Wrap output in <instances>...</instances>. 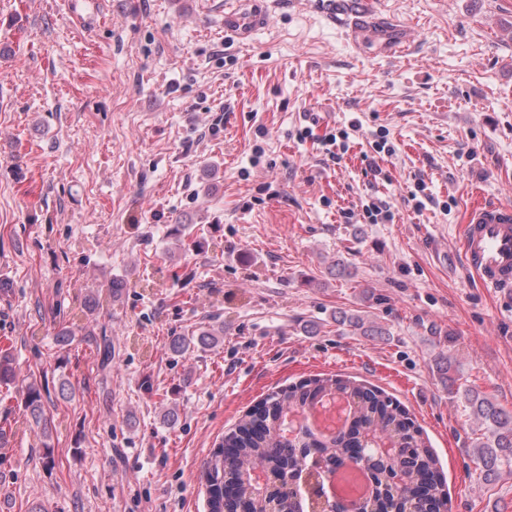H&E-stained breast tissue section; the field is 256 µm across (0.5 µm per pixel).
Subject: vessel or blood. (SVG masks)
<instances>
[{
  "label": "vessel or blood",
  "instance_id": "b4317fda",
  "mask_svg": "<svg viewBox=\"0 0 512 512\" xmlns=\"http://www.w3.org/2000/svg\"><path fill=\"white\" fill-rule=\"evenodd\" d=\"M248 0H229L224 9V30L240 40H250L264 29L269 15L251 8ZM369 9L368 0H332L329 13L336 25L354 29L355 19ZM462 259L486 287L512 288V206L476 201L470 208L462 240Z\"/></svg>",
  "mask_w": 512,
  "mask_h": 512
}]
</instances>
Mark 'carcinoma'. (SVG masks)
Returning a JSON list of instances; mask_svg holds the SVG:
<instances>
[{"label":"carcinoma","mask_w":512,"mask_h":512,"mask_svg":"<svg viewBox=\"0 0 512 512\" xmlns=\"http://www.w3.org/2000/svg\"><path fill=\"white\" fill-rule=\"evenodd\" d=\"M215 342L207 333L175 336L172 348L184 355ZM15 377L14 358L1 353L0 384ZM328 396L346 405L336 431L287 426L289 414L314 408ZM465 401L484 425L474 441L483 468H512V413L477 393L466 394ZM24 405L26 423L45 439L43 463L52 467L54 448L46 443L50 420L37 382L26 387ZM364 459L371 462L374 480L372 512H449L445 475L409 411L382 389L339 375H318L273 390L243 413L205 464L209 512H341L340 506L314 497L321 478L317 464ZM397 470L404 475L400 487L390 483Z\"/></svg>","instance_id":"carcinoma-1"}]
</instances>
